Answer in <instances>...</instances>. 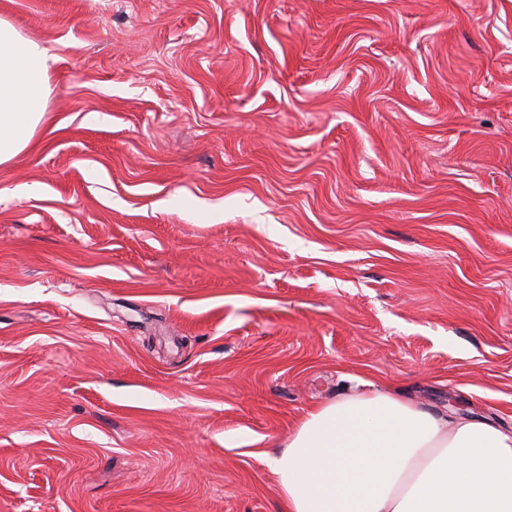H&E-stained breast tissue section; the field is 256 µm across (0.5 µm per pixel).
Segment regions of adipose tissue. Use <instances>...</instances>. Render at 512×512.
<instances>
[{
	"instance_id": "obj_1",
	"label": "adipose tissue",
	"mask_w": 512,
	"mask_h": 512,
	"mask_svg": "<svg viewBox=\"0 0 512 512\" xmlns=\"http://www.w3.org/2000/svg\"><path fill=\"white\" fill-rule=\"evenodd\" d=\"M52 63L0 18V164L44 124ZM269 465L286 512H512V432L392 391L317 407Z\"/></svg>"
}]
</instances>
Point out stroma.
I'll list each match as a JSON object with an SVG mask.
<instances>
[{"label":"stroma","instance_id":"35a3bbf8","mask_svg":"<svg viewBox=\"0 0 512 512\" xmlns=\"http://www.w3.org/2000/svg\"><path fill=\"white\" fill-rule=\"evenodd\" d=\"M0 512H282L313 408L512 430V0H0ZM53 58L0 18V164L27 150L44 124Z\"/></svg>","mask_w":512,"mask_h":512}]
</instances>
